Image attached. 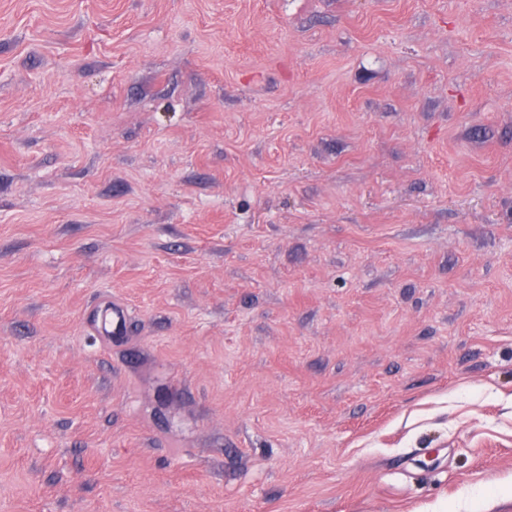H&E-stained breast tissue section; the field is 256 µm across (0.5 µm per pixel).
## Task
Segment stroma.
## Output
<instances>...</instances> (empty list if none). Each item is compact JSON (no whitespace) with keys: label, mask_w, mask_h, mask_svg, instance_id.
Returning <instances> with one entry per match:
<instances>
[{"label":"stroma","mask_w":512,"mask_h":512,"mask_svg":"<svg viewBox=\"0 0 512 512\" xmlns=\"http://www.w3.org/2000/svg\"><path fill=\"white\" fill-rule=\"evenodd\" d=\"M507 484L512 0H0V512ZM128 312L124 305L109 302L101 311L95 333L103 342L112 341V336H120L128 329Z\"/></svg>","instance_id":"35a3bbf8"}]
</instances>
